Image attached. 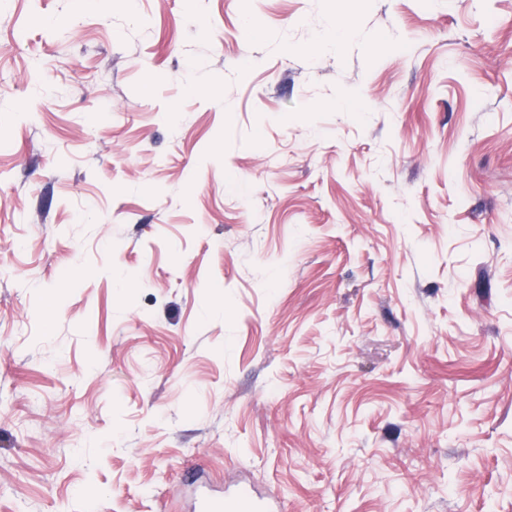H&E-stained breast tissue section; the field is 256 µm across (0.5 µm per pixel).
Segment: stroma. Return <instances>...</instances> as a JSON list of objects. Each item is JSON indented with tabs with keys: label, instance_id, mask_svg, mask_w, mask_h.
I'll use <instances>...</instances> for the list:
<instances>
[{
	"label": "stroma",
	"instance_id": "35a3bbf8",
	"mask_svg": "<svg viewBox=\"0 0 512 512\" xmlns=\"http://www.w3.org/2000/svg\"><path fill=\"white\" fill-rule=\"evenodd\" d=\"M512 512V0L0 8V512Z\"/></svg>",
	"mask_w": 512,
	"mask_h": 512
}]
</instances>
